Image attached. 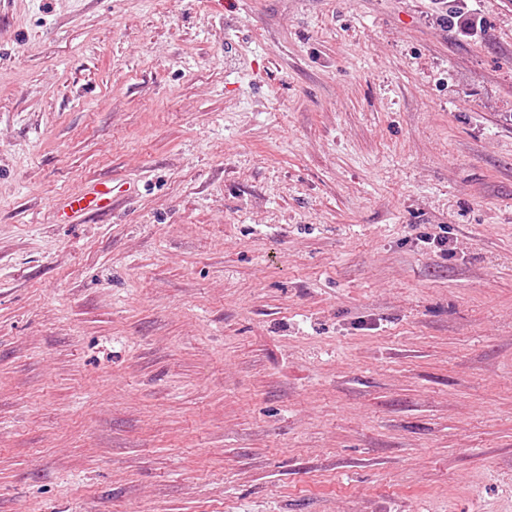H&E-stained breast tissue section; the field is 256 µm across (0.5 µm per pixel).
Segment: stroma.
I'll list each match as a JSON object with an SVG mask.
<instances>
[{"label":"stroma","instance_id":"stroma-1","mask_svg":"<svg viewBox=\"0 0 512 512\" xmlns=\"http://www.w3.org/2000/svg\"><path fill=\"white\" fill-rule=\"evenodd\" d=\"M462 3L0 8V512H512V0ZM478 11L479 9L474 7L468 8V5H466V11L464 7L459 8L454 16V18L458 19L457 24L465 35L475 37L483 31L482 18L479 16ZM93 196L87 195L71 197L66 200L63 206V215L68 218L64 222H70L77 217L83 216L91 212H111V191L96 190Z\"/></svg>","mask_w":512,"mask_h":512}]
</instances>
